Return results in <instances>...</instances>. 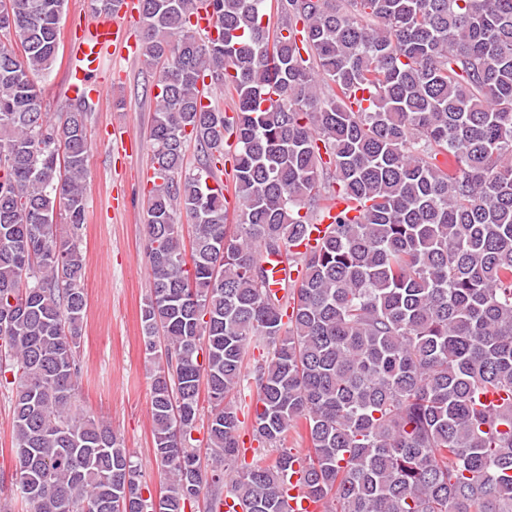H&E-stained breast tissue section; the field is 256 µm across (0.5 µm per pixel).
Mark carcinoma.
I'll list each match as a JSON object with an SVG mask.
<instances>
[{
    "label": "carcinoma",
    "mask_w": 512,
    "mask_h": 512,
    "mask_svg": "<svg viewBox=\"0 0 512 512\" xmlns=\"http://www.w3.org/2000/svg\"><path fill=\"white\" fill-rule=\"evenodd\" d=\"M66 2L0 0V389L29 512H289L294 474L322 512H512V0H277L273 28L268 0H209L215 39L199 0H137L162 88L143 188L155 498L77 404L85 259L57 216L85 222L88 107L53 119L37 81ZM207 79L233 116L201 104ZM230 136L231 186L212 187ZM264 254L299 277L273 281Z\"/></svg>",
    "instance_id": "1"
}]
</instances>
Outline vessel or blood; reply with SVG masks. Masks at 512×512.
I'll use <instances>...</instances> for the list:
<instances>
[{"label":"vessel or blood","instance_id":"obj_1","mask_svg":"<svg viewBox=\"0 0 512 512\" xmlns=\"http://www.w3.org/2000/svg\"><path fill=\"white\" fill-rule=\"evenodd\" d=\"M126 22V15L121 14L115 18L101 16L81 25L78 37L68 48V90L73 96H99L105 83L100 72L105 50L118 51L125 57L138 56L139 44L127 32Z\"/></svg>","mask_w":512,"mask_h":512}]
</instances>
